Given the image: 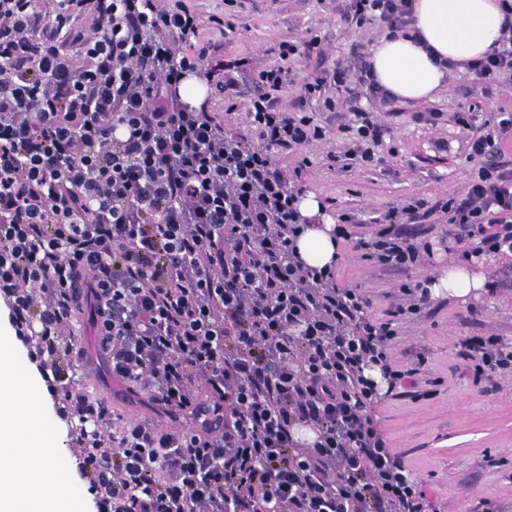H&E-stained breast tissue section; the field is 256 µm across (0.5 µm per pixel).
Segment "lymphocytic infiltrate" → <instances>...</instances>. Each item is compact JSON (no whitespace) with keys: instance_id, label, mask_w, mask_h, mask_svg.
<instances>
[{"instance_id":"obj_1","label":"lymphocytic infiltrate","mask_w":512,"mask_h":512,"mask_svg":"<svg viewBox=\"0 0 512 512\" xmlns=\"http://www.w3.org/2000/svg\"><path fill=\"white\" fill-rule=\"evenodd\" d=\"M348 11L394 31L412 6L348 0ZM204 29L181 0H0V295L29 328V356L61 415L96 450L98 512H427L424 487L367 413L417 383L390 349L395 318L418 314L419 297L401 285L377 320L335 267L300 261L310 219L267 149L321 140L322 129L277 109L288 87L279 66L260 72L248 112L266 149L184 102L190 75L235 81ZM469 70L512 78V16ZM333 79L349 88L355 122L343 157L371 162L384 134L359 106L380 93L371 67ZM476 120L453 115L482 160L468 185L372 218L352 250L385 270L421 265L428 246L399 226L440 213L463 257L512 255V168L500 162L512 113L486 134ZM86 309L113 379L151 418L119 424L76 389L60 348ZM460 346L475 379L512 372L500 337Z\"/></svg>"}]
</instances>
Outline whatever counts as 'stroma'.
I'll use <instances>...</instances> for the list:
<instances>
[{
	"label": "stroma",
	"instance_id": "1",
	"mask_svg": "<svg viewBox=\"0 0 512 512\" xmlns=\"http://www.w3.org/2000/svg\"><path fill=\"white\" fill-rule=\"evenodd\" d=\"M203 16L228 21L224 34L213 35V51L225 60L247 59L234 87L212 91L210 111L224 123L226 133L244 135L258 144L247 116L250 100L258 94L260 71L285 66L291 87L277 98L278 107L310 116L322 127L323 140L293 149L274 147L270 153L286 174L287 189L298 196L319 198L331 217L352 212L360 221L410 200L432 202L462 189L480 162L467 157L454 141L452 122L460 107L477 103L483 119L512 113V86L482 90L467 73L454 72L431 100L401 102L362 99L365 111L375 113L388 131L377 158L368 165L345 166L340 153L339 125L349 117L344 89L328 84L324 95L334 101L328 110L316 101L299 98L297 89L322 71L353 65L358 56L381 38L378 22L356 26L347 14V0H242L229 10L224 0H185ZM318 40L319 48L305 49L281 60L279 45L292 40ZM450 141L448 150L434 146ZM414 241L430 246L423 267L384 272L340 248L337 281L361 288L370 301L373 317H384L400 284H413L440 275L460 263L457 245L449 240L446 224L421 221L404 227ZM400 334L392 360L400 368L417 367L431 383V394L416 399L405 392L386 397L369 410L379 432L423 484L435 512H512V378L497 384H474L460 355L459 341L466 336L496 335L512 347V287L482 289L464 299L429 293L419 315L400 321ZM72 339L91 371L82 373V391L107 399L110 410L123 421L135 422L148 412L140 397L126 391L101 362L99 339L90 313L78 314L71 326Z\"/></svg>",
	"mask_w": 512,
	"mask_h": 512
}]
</instances>
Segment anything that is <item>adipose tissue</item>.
<instances>
[{"mask_svg":"<svg viewBox=\"0 0 512 512\" xmlns=\"http://www.w3.org/2000/svg\"><path fill=\"white\" fill-rule=\"evenodd\" d=\"M412 6V24L386 33L368 52L377 85L398 101L433 99L446 84L448 62L464 64L490 52L506 19L501 0H413ZM299 209L321 218L297 239L299 258L312 267L332 265L339 249L334 222L315 196L301 199Z\"/></svg>","mask_w":512,"mask_h":512,"instance_id":"obj_1","label":"adipose tissue"}]
</instances>
